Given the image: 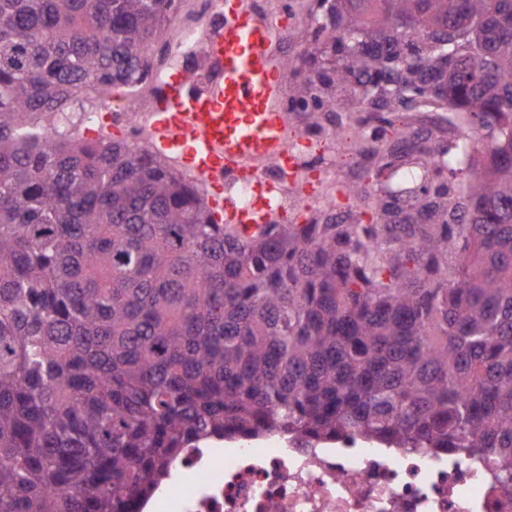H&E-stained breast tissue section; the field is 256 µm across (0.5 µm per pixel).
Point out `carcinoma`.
Returning a JSON list of instances; mask_svg holds the SVG:
<instances>
[{"label":"carcinoma","mask_w":512,"mask_h":512,"mask_svg":"<svg viewBox=\"0 0 512 512\" xmlns=\"http://www.w3.org/2000/svg\"><path fill=\"white\" fill-rule=\"evenodd\" d=\"M185 2L0 0V512H139L212 438L451 450L511 488L512 0H322L325 48L341 27L377 46L315 70L297 109L328 119L336 80L402 58L408 89L447 71L448 141L404 137L430 207L249 236L150 148L28 125L145 81ZM372 120L362 156L394 121L347 115Z\"/></svg>","instance_id":"obj_1"}]
</instances>
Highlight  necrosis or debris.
I'll list each match as a JSON object with an SVG mask.
<instances>
[{"label": "necrosis or debris", "mask_w": 512, "mask_h": 512, "mask_svg": "<svg viewBox=\"0 0 512 512\" xmlns=\"http://www.w3.org/2000/svg\"><path fill=\"white\" fill-rule=\"evenodd\" d=\"M194 17L170 39L147 87L133 88L122 111L110 113L130 143L154 137L151 113L166 73H195L200 50L221 20L219 0H195ZM176 494L159 488L147 512H512V489L502 487L482 459L430 448H370L355 438L333 448H295L279 441L257 446L185 449L175 465Z\"/></svg>", "instance_id": "obj_1"}]
</instances>
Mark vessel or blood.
<instances>
[{
	"mask_svg": "<svg viewBox=\"0 0 512 512\" xmlns=\"http://www.w3.org/2000/svg\"><path fill=\"white\" fill-rule=\"evenodd\" d=\"M223 18L202 47L210 81L183 72L167 78L154 109L153 151L173 156L210 187L207 204L218 224L254 228L270 223L285 186L295 182V156L288 145L281 60L275 41L287 20L271 21L244 0H223ZM273 161L277 179L263 177L256 161ZM240 181L246 201L225 192Z\"/></svg>",
	"mask_w": 512,
	"mask_h": 512,
	"instance_id": "obj_1",
	"label": "vessel or blood"
}]
</instances>
